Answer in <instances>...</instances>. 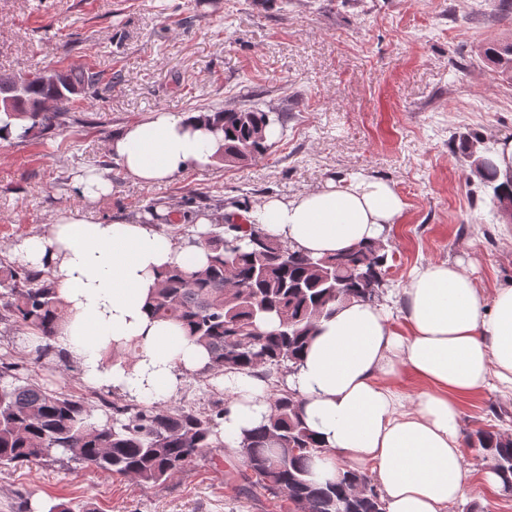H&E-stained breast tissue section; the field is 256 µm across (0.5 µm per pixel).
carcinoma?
I'll return each instance as SVG.
<instances>
[{
  "label": "carcinoma",
  "mask_w": 512,
  "mask_h": 512,
  "mask_svg": "<svg viewBox=\"0 0 512 512\" xmlns=\"http://www.w3.org/2000/svg\"><path fill=\"white\" fill-rule=\"evenodd\" d=\"M486 59L502 80L512 81V43L491 49ZM34 68L0 76L13 91L0 101V114L18 121L15 139H37L69 126L78 101L98 94L101 78L89 71ZM209 131L221 142L216 160L226 166L264 156L266 129L281 117L258 109L210 114ZM474 172L504 210L512 186L499 184L491 160L469 151ZM207 249L204 267L189 272L173 266L160 276L150 302L156 318L181 324L209 354L211 376L257 368L273 390V412L243 434L229 457L241 462V477L272 496L283 494L309 512H386L368 476L347 470L338 482L313 480L315 459L326 449L307 427L300 395L285 379L319 322L352 299L377 302L384 294L388 252L383 240L360 244L336 256H313L264 235L257 224H228L200 234ZM68 308L53 275L27 265L0 264V323L43 339L24 362L0 356V469L39 465L56 457L124 477L144 486L164 484L215 448L224 398L198 407L139 402L116 389L96 392L97 404L37 380L47 363L64 356L51 344ZM100 410L105 420L94 417ZM470 443L490 459L503 486L512 485V436L477 429Z\"/></svg>",
  "instance_id": "1"
}]
</instances>
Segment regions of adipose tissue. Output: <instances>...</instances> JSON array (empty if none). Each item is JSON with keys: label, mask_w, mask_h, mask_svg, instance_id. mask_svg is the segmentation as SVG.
Returning <instances> with one entry per match:
<instances>
[{"label": "adipose tissue", "mask_w": 512, "mask_h": 512, "mask_svg": "<svg viewBox=\"0 0 512 512\" xmlns=\"http://www.w3.org/2000/svg\"><path fill=\"white\" fill-rule=\"evenodd\" d=\"M122 170L146 185L210 166L219 144L200 114L159 111L128 125L108 144ZM406 202L390 181L367 173L332 178L292 197H268L248 220L281 243L321 256L374 241L398 224ZM15 257L52 270L70 315L56 347L85 381L119 388L137 400H169L186 374L208 363L206 350L175 323L153 318L148 300L162 269L195 270L206 251L164 235L150 214L102 220L93 212L58 214L48 234L25 238ZM405 331H398L394 314ZM137 345L132 365L112 350ZM410 371L424 387L404 398L396 386ZM220 436L236 447L243 430L270 412L260 371L225 374ZM512 388V287L486 300L459 265L415 267L397 305L351 300L323 320L288 376L309 428L329 455L316 479L370 471L386 512H445L465 499L472 472L460 447L461 397L491 383Z\"/></svg>", "instance_id": "adipose-tissue-1"}]
</instances>
